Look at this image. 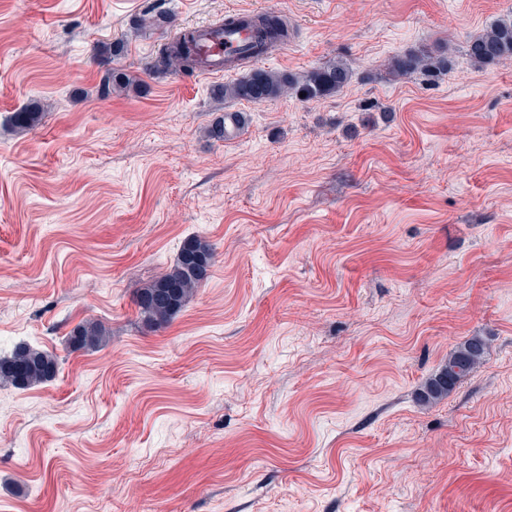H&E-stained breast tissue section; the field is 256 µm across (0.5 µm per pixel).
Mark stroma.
Listing matches in <instances>:
<instances>
[{
	"mask_svg": "<svg viewBox=\"0 0 512 512\" xmlns=\"http://www.w3.org/2000/svg\"><path fill=\"white\" fill-rule=\"evenodd\" d=\"M298 46L260 67L347 61L319 101L217 96L156 77L177 29L262 13ZM512 0H0V512H512V61L467 41ZM150 17L152 26L136 22ZM120 41L104 64L97 46ZM452 46L453 67L376 79ZM141 93L102 95L108 66ZM40 106L34 130L12 116ZM227 111L245 132L207 135ZM201 236L216 261L161 329L134 295ZM101 322L107 344L74 352ZM489 349L418 393L457 345ZM107 330L98 322H85L69 333L67 343L72 351L95 352L106 345ZM488 350L483 336H469L450 354L439 372L429 378L420 392V401L429 403L447 397L485 358ZM57 355L30 346L15 348L11 355L0 357V382L17 389H27L55 378L59 370Z\"/></svg>",
	"mask_w": 512,
	"mask_h": 512,
	"instance_id": "35a3bbf8",
	"label": "stroma"
}]
</instances>
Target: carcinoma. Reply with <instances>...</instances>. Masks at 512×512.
<instances>
[{
	"label": "carcinoma",
	"mask_w": 512,
	"mask_h": 512,
	"mask_svg": "<svg viewBox=\"0 0 512 512\" xmlns=\"http://www.w3.org/2000/svg\"><path fill=\"white\" fill-rule=\"evenodd\" d=\"M256 28L265 38L256 44L257 53H265L274 47L275 40L287 36L283 23L270 16L261 15L255 21ZM193 36L184 34L179 49L165 46L150 63L157 75L192 71L188 59ZM466 55L481 67L494 66L512 60V15L493 21L483 33L467 42ZM453 49L433 50L428 47L411 49L393 57L383 70L371 75L389 78H406L423 74L438 78L452 68ZM353 70L342 60H330L308 71L303 78L286 72H276L260 67L251 68L241 79L224 85L221 93L226 100L248 101L260 104L284 95L315 101L341 92L351 83ZM107 88L123 93H137L140 83L136 77L120 68L108 74ZM39 112L34 107L15 113L14 123L22 131L34 128ZM244 112H224L208 128V135L216 141H224L240 132L248 124ZM215 258V248L206 239L194 236L184 240L175 263L146 286L138 289L135 304L142 322L149 328H163L180 313L194 293L207 278ZM107 330L98 322H85L69 333L67 343L73 351L95 352L106 345ZM487 340L482 336H469L450 354L439 372L429 378L420 392V401L429 403L448 396L472 370L485 358ZM57 355L30 346L15 348L11 355L0 357V382L17 389H27L55 378L59 370Z\"/></svg>",
	"instance_id": "1"
}]
</instances>
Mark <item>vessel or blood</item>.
<instances>
[{
	"label": "vessel or blood",
	"instance_id": "obj_1",
	"mask_svg": "<svg viewBox=\"0 0 512 512\" xmlns=\"http://www.w3.org/2000/svg\"><path fill=\"white\" fill-rule=\"evenodd\" d=\"M195 73L202 77L230 76L238 68L244 47L254 33L243 24H233L221 19L195 26Z\"/></svg>",
	"mask_w": 512,
	"mask_h": 512
}]
</instances>
